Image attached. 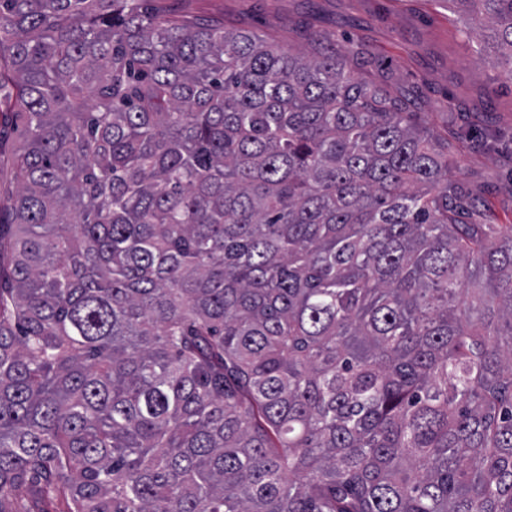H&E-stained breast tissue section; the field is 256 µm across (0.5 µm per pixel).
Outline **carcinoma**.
<instances>
[{
	"label": "carcinoma",
	"mask_w": 512,
	"mask_h": 512,
	"mask_svg": "<svg viewBox=\"0 0 512 512\" xmlns=\"http://www.w3.org/2000/svg\"><path fill=\"white\" fill-rule=\"evenodd\" d=\"M180 2L0 0V512H512L462 132ZM454 2L512 80V0Z\"/></svg>",
	"instance_id": "obj_1"
}]
</instances>
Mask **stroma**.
Here are the masks:
<instances>
[{
	"label": "stroma",
	"instance_id": "1",
	"mask_svg": "<svg viewBox=\"0 0 512 512\" xmlns=\"http://www.w3.org/2000/svg\"><path fill=\"white\" fill-rule=\"evenodd\" d=\"M203 19L236 22L264 38L300 45L305 31L351 34L432 113L435 133L469 132L454 178L494 224L512 225V81L494 41L471 32L451 0H185Z\"/></svg>",
	"mask_w": 512,
	"mask_h": 512
}]
</instances>
